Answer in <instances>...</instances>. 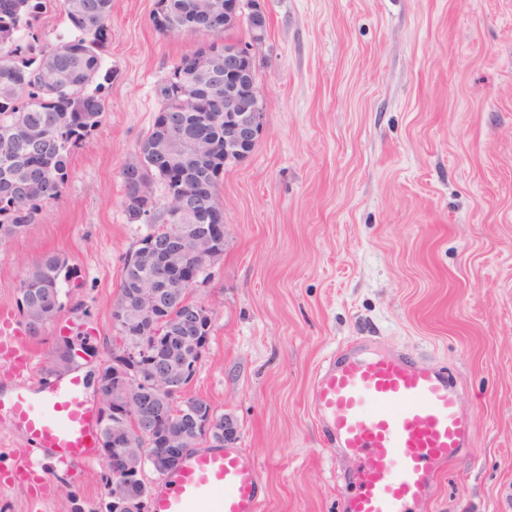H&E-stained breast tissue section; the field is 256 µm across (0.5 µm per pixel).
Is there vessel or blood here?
Wrapping results in <instances>:
<instances>
[{
  "label": "vessel or blood",
  "instance_id": "vessel-or-blood-1",
  "mask_svg": "<svg viewBox=\"0 0 512 512\" xmlns=\"http://www.w3.org/2000/svg\"><path fill=\"white\" fill-rule=\"evenodd\" d=\"M24 327L0 310V360L18 377L34 374ZM315 410L329 420L337 450L358 459L355 491L344 512H419L440 470L472 447L474 431L443 367L399 353L361 356L347 345L325 361L312 391ZM35 450L67 465L98 463L97 410L79 374L49 394L30 390L0 399ZM262 484L255 462L236 448L187 456L162 478L150 512H261Z\"/></svg>",
  "mask_w": 512,
  "mask_h": 512
}]
</instances>
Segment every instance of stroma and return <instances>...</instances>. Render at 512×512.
I'll use <instances>...</instances> for the list:
<instances>
[{"mask_svg":"<svg viewBox=\"0 0 512 512\" xmlns=\"http://www.w3.org/2000/svg\"><path fill=\"white\" fill-rule=\"evenodd\" d=\"M155 0H112L100 125L71 153L60 197L0 240V308L46 253L76 274L40 335L33 382L65 341L85 385L119 333L124 260L149 233L123 206L121 168L161 109L156 89L206 38L165 34ZM253 55L267 103L253 154L218 185L224 253L193 294L212 328L187 397L238 423L262 512H340L356 462L311 404L351 341L446 367L476 446L427 512H512V0H259ZM0 486V512H101L104 466L40 460Z\"/></svg>","mask_w":512,"mask_h":512,"instance_id":"35a3bbf8","label":"stroma"}]
</instances>
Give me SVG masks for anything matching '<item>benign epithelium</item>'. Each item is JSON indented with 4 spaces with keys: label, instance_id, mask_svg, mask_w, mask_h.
<instances>
[{
    "label": "benign epithelium",
    "instance_id": "benign-epithelium-1",
    "mask_svg": "<svg viewBox=\"0 0 512 512\" xmlns=\"http://www.w3.org/2000/svg\"><path fill=\"white\" fill-rule=\"evenodd\" d=\"M258 0H224V30L250 26V41L218 40L224 63L216 68V55L197 58L198 73L224 81V166L235 165L251 156L264 130L265 103L257 88L252 47L264 40L266 24ZM179 119L165 117L164 130L152 150L169 159L181 158L184 140L174 136ZM194 205L186 204L171 215L168 223L175 233L160 245L155 239L140 241L134 260L124 277L135 282L136 292L112 306L114 327L132 316L147 328L145 344L134 348L121 341L112 349L110 361L96 373L102 436L100 448L107 462L109 479L105 512H149V489L143 480L145 467L164 475L179 464L187 448H197L204 437H224V446L237 439L238 425L230 415L219 419L199 404L182 403L174 413L175 397L190 384L194 368L208 345L212 318L210 311L193 301L183 305L179 315L165 316L172 294L199 284L200 273L222 256L215 248L208 228L195 222ZM57 306L45 301L22 307L23 317L40 331L57 317ZM192 344L193 352L187 351ZM163 438L162 447L145 455L143 447ZM122 452L110 455V448Z\"/></svg>",
    "mask_w": 512,
    "mask_h": 512
}]
</instances>
